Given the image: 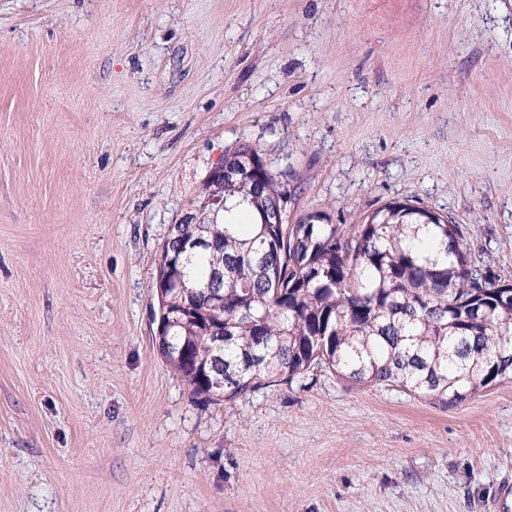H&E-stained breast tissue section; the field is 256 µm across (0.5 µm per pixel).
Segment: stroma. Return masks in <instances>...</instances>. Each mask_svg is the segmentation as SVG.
Here are the masks:
<instances>
[{
	"instance_id": "1",
	"label": "stroma",
	"mask_w": 512,
	"mask_h": 512,
	"mask_svg": "<svg viewBox=\"0 0 512 512\" xmlns=\"http://www.w3.org/2000/svg\"><path fill=\"white\" fill-rule=\"evenodd\" d=\"M243 143L289 222L423 207L512 283V0H0V512H512L510 379L212 404L160 357L161 244Z\"/></svg>"
}]
</instances>
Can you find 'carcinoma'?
<instances>
[{
	"mask_svg": "<svg viewBox=\"0 0 512 512\" xmlns=\"http://www.w3.org/2000/svg\"><path fill=\"white\" fill-rule=\"evenodd\" d=\"M254 159L260 186L224 180L221 220L181 224L161 246L169 366L194 395L231 403L324 366L446 408L512 378V302L463 239L448 249L456 225L401 203L348 231L319 214L273 224L284 192L258 152L242 144L224 164ZM196 236L212 245L185 250Z\"/></svg>",
	"mask_w": 512,
	"mask_h": 512,
	"instance_id": "carcinoma-1",
	"label": "carcinoma"
}]
</instances>
